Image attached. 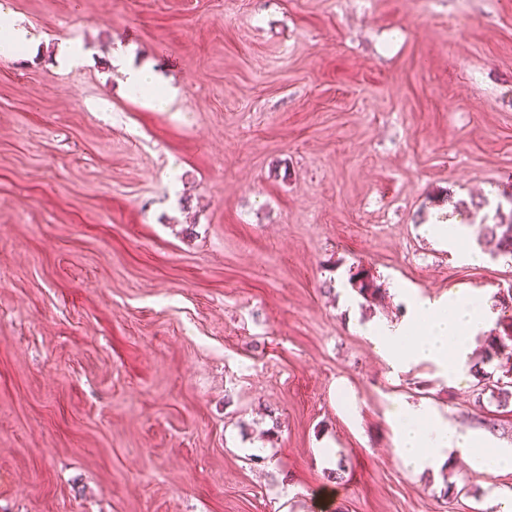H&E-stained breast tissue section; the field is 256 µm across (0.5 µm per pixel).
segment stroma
Listing matches in <instances>:
<instances>
[{
	"label": "stroma",
	"instance_id": "obj_1",
	"mask_svg": "<svg viewBox=\"0 0 512 512\" xmlns=\"http://www.w3.org/2000/svg\"><path fill=\"white\" fill-rule=\"evenodd\" d=\"M0 1L91 58L0 56V512H501L512 471L408 470L388 416L512 411L366 329L512 288L424 226L512 208V0ZM56 60L60 69L80 70L86 65L87 52L81 43L69 38L58 37ZM111 66L123 77V85L131 94L144 100L155 112H169L179 96V89L169 85L152 68L134 64L132 58L120 51L112 55ZM349 283L359 296L368 301L369 299L375 300L377 297L382 296L381 285H378L375 279L363 270L358 268L355 272H351Z\"/></svg>",
	"mask_w": 512,
	"mask_h": 512
}]
</instances>
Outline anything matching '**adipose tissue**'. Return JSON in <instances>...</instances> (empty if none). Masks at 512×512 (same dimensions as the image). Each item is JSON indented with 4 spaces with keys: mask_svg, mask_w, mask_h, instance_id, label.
Here are the masks:
<instances>
[{
    "mask_svg": "<svg viewBox=\"0 0 512 512\" xmlns=\"http://www.w3.org/2000/svg\"><path fill=\"white\" fill-rule=\"evenodd\" d=\"M39 43V34L0 4V56L29 58ZM111 66L121 74L127 91L142 98L145 106L171 111L179 90L152 68L134 64L121 51L113 54ZM494 316L492 303L485 298L420 299L414 302L410 319L377 323L376 342L396 363L429 362L453 380L469 365L474 338ZM390 425L398 455L410 470H436L452 456L490 472L512 469V445L492 441L482 429L455 426L434 408L396 403Z\"/></svg>",
    "mask_w": 512,
    "mask_h": 512,
    "instance_id": "1",
    "label": "adipose tissue"
}]
</instances>
